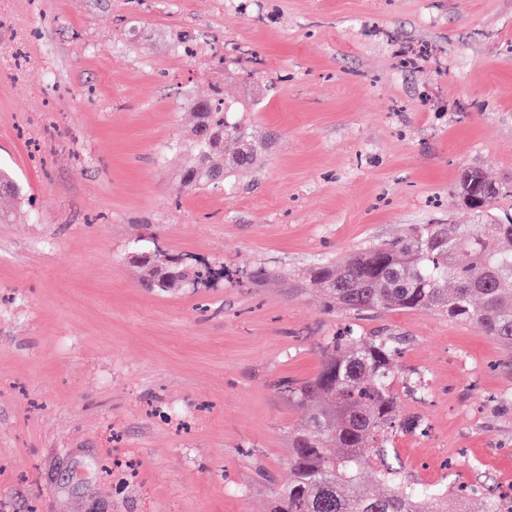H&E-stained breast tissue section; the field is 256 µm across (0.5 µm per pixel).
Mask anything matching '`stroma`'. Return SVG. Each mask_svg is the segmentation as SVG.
<instances>
[{"label":"stroma","mask_w":512,"mask_h":512,"mask_svg":"<svg viewBox=\"0 0 512 512\" xmlns=\"http://www.w3.org/2000/svg\"><path fill=\"white\" fill-rule=\"evenodd\" d=\"M256 57L253 76L240 72ZM222 89L265 132L232 191L185 192L190 101ZM0 512H270L291 431L346 312L303 276L413 224L489 215L512 185V0H0ZM223 269L159 294L136 244ZM405 338L392 446L421 483L512 484L507 351L436 312ZM425 379L431 393L408 385ZM505 190L501 184L488 180L479 169L465 172L455 191L462 203L476 212H484Z\"/></svg>","instance_id":"1"}]
</instances>
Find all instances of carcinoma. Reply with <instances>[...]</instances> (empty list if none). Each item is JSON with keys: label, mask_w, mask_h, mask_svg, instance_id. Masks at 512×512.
Masks as SVG:
<instances>
[{"label": "carcinoma", "mask_w": 512, "mask_h": 512, "mask_svg": "<svg viewBox=\"0 0 512 512\" xmlns=\"http://www.w3.org/2000/svg\"><path fill=\"white\" fill-rule=\"evenodd\" d=\"M195 121L174 146L188 142L196 164L185 170V190L229 183L233 172L254 165L253 126L224 105L222 92L193 104ZM235 151L224 167L212 163L224 151ZM505 187L478 169L463 175L455 191L462 203L478 212L489 207ZM12 176L0 171V198L20 197ZM173 254L153 251L149 260L129 261L144 274V285L158 293H173L212 281L215 269L194 264L173 275L165 268ZM307 286L320 291L325 309L374 317L385 310L438 311L454 322L512 347V222L486 224H416L401 238L383 241L349 256L311 267ZM397 336L374 330L365 336L351 330L340 342L329 343L325 363L311 381L291 387L299 400L314 402L307 422L291 433L288 458L292 480L274 501L271 512H448L452 497L456 512H471L473 485L453 480L444 487L418 484L391 457L386 433L426 435L428 427L415 415H401L392 388L394 355L402 350ZM366 467L377 472L384 490L376 492L360 481ZM482 512H512V487L483 488Z\"/></svg>", "instance_id": "cac0c4a2"}]
</instances>
